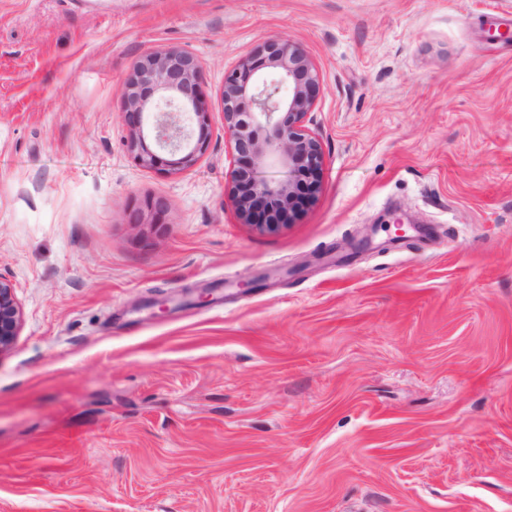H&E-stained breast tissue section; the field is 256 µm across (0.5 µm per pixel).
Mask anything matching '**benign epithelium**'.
I'll list each match as a JSON object with an SVG mask.
<instances>
[{
    "label": "benign epithelium",
    "mask_w": 512,
    "mask_h": 512,
    "mask_svg": "<svg viewBox=\"0 0 512 512\" xmlns=\"http://www.w3.org/2000/svg\"><path fill=\"white\" fill-rule=\"evenodd\" d=\"M319 87L309 53L279 37L224 78V135L235 157V202L242 223L275 232L316 192L324 157L304 120ZM122 112L131 132L129 152L141 166L177 173L194 165L211 137L200 60L174 48L147 54L124 83ZM264 163L288 169V179H261L258 169ZM19 324L14 289L0 279V352L10 347Z\"/></svg>",
    "instance_id": "benign-epithelium-1"
}]
</instances>
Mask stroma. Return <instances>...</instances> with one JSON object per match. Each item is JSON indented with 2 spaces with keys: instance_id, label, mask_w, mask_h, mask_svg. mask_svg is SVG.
<instances>
[{
  "instance_id": "35a3bbf8",
  "label": "stroma",
  "mask_w": 512,
  "mask_h": 512,
  "mask_svg": "<svg viewBox=\"0 0 512 512\" xmlns=\"http://www.w3.org/2000/svg\"><path fill=\"white\" fill-rule=\"evenodd\" d=\"M275 37L324 166L263 233L221 94ZM169 48L212 131L177 174L121 112ZM0 278V512H512V0H0ZM20 324V309L12 286L0 278V352L10 347Z\"/></svg>"
}]
</instances>
